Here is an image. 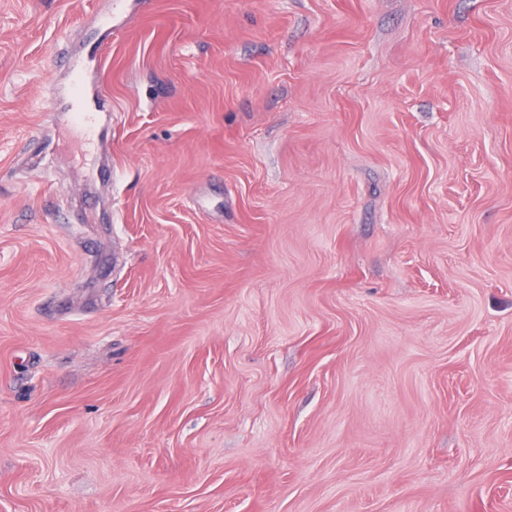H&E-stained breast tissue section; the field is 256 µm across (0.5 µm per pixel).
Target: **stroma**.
<instances>
[{
  "instance_id": "stroma-1",
  "label": "stroma",
  "mask_w": 512,
  "mask_h": 512,
  "mask_svg": "<svg viewBox=\"0 0 512 512\" xmlns=\"http://www.w3.org/2000/svg\"><path fill=\"white\" fill-rule=\"evenodd\" d=\"M0 512H512V0H0ZM68 75V87L65 95L66 104L62 112L68 114L70 121L79 123L83 128L86 140L95 145L101 141V110L89 111L76 104L73 85L76 84L77 91L80 92V98L86 95L92 88L89 77V67L85 61L74 59L70 60L65 70Z\"/></svg>"
}]
</instances>
